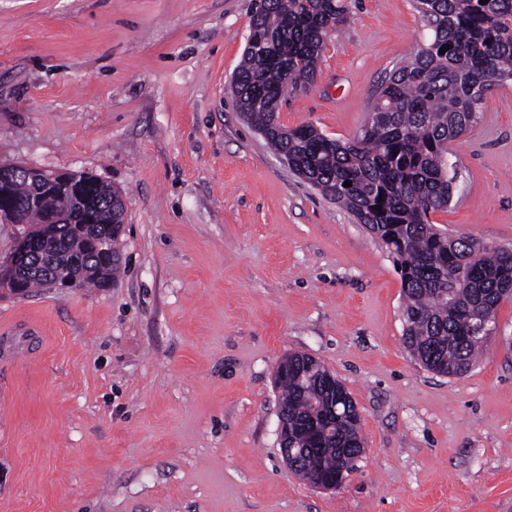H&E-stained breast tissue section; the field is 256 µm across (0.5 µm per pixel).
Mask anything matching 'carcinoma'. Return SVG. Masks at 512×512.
<instances>
[{"instance_id":"1","label":"carcinoma","mask_w":512,"mask_h":512,"mask_svg":"<svg viewBox=\"0 0 512 512\" xmlns=\"http://www.w3.org/2000/svg\"><path fill=\"white\" fill-rule=\"evenodd\" d=\"M431 39L395 66L376 91L361 133L346 141L310 124L287 129L276 113L286 86L313 81L325 36L347 20L346 0H258L233 93L247 122L266 135L288 167L339 204L374 234L400 267L404 343L422 366L440 375L468 372L486 344L472 340L480 323L512 300V250L485 248L431 223L453 200L458 177L448 142L468 133L496 86L512 82V0H414ZM448 51L439 53L441 47ZM352 182L345 188L343 184ZM111 185L89 187L104 223L97 236L116 257L119 236L106 224ZM82 257L97 265L94 242L67 237L50 269L54 278L78 274ZM304 354L288 355L279 383L288 413V442L321 448L313 464L293 472L305 482L341 466L336 449L363 443L352 413L328 432L329 396L305 369Z\"/></svg>"}]
</instances>
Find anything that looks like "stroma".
I'll use <instances>...</instances> for the list:
<instances>
[{
  "label": "stroma",
  "mask_w": 512,
  "mask_h": 512,
  "mask_svg": "<svg viewBox=\"0 0 512 512\" xmlns=\"http://www.w3.org/2000/svg\"><path fill=\"white\" fill-rule=\"evenodd\" d=\"M347 3L281 125L354 138L430 38L412 0ZM255 7L0 0V163L91 173L127 207L112 288L0 294V512H512V304L468 373L413 360L391 254L236 107ZM451 148L432 223L512 249V83ZM291 353L358 408L341 489L280 455Z\"/></svg>",
  "instance_id": "stroma-1"
}]
</instances>
